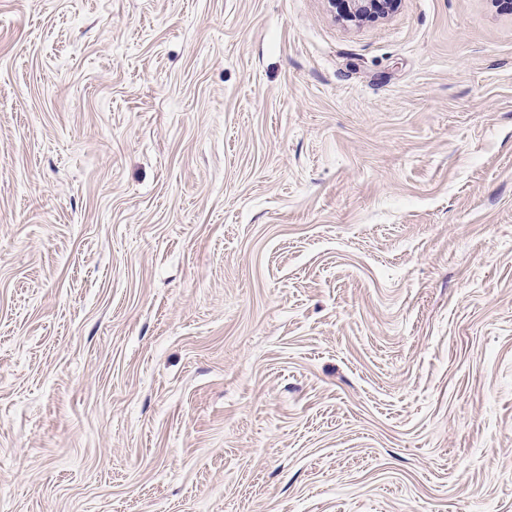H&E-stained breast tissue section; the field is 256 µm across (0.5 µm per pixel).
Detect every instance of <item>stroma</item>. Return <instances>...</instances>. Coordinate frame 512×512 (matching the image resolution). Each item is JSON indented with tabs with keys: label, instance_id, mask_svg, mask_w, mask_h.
<instances>
[{
	"label": "stroma",
	"instance_id": "1",
	"mask_svg": "<svg viewBox=\"0 0 512 512\" xmlns=\"http://www.w3.org/2000/svg\"><path fill=\"white\" fill-rule=\"evenodd\" d=\"M0 0V512H512V12Z\"/></svg>",
	"mask_w": 512,
	"mask_h": 512
}]
</instances>
